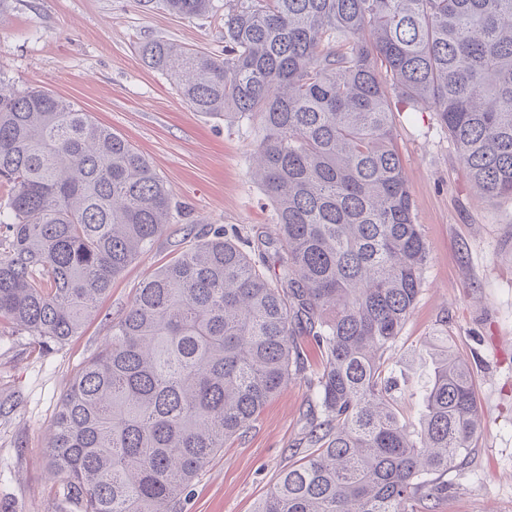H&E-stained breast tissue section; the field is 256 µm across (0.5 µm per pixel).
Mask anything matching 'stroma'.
<instances>
[{"label":"stroma","instance_id":"35a3bbf8","mask_svg":"<svg viewBox=\"0 0 512 512\" xmlns=\"http://www.w3.org/2000/svg\"><path fill=\"white\" fill-rule=\"evenodd\" d=\"M203 17L170 13L162 0H9L0 15V71L15 87L75 103L136 147L189 210L151 252L112 283L81 335L45 346L0 321V512H79L47 450L60 401L110 334L136 288L189 236L207 228L256 239L276 231L251 176L256 138L247 122L192 111L172 80L147 68L141 45L163 39L224 55V0ZM416 220L429 245L415 309L388 354L397 410L420 428L431 337L467 360L482 429L445 476L431 512H512V197H482L456 145L427 108L394 113ZM309 368L270 401L253 426L226 440L188 488L181 512H254L281 470L305 455L313 419Z\"/></svg>","mask_w":512,"mask_h":512}]
</instances>
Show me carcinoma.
<instances>
[{"mask_svg": "<svg viewBox=\"0 0 512 512\" xmlns=\"http://www.w3.org/2000/svg\"><path fill=\"white\" fill-rule=\"evenodd\" d=\"M140 52L193 111L258 130L254 178L277 232L204 231L138 288L62 398L52 473L82 512H178L224 441L304 370V334L323 364L314 451L256 512H408L448 491L480 427L467 363L435 337L415 437L384 369L428 255L389 94L436 112L485 197L512 196V0H224V58L167 40ZM0 186V319L46 345L80 334L186 215L125 138L1 75Z\"/></svg>", "mask_w": 512, "mask_h": 512, "instance_id": "cac0c4a2", "label": "carcinoma"}]
</instances>
